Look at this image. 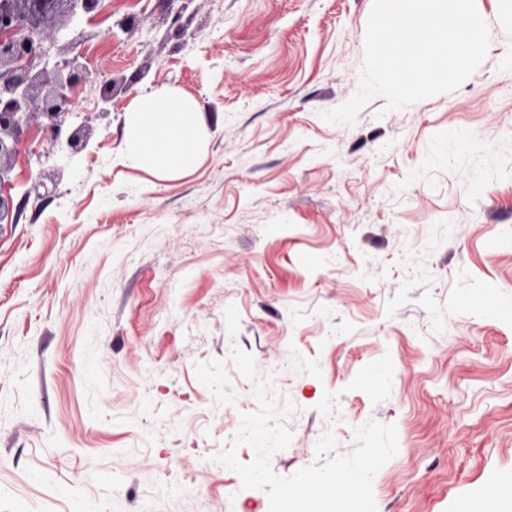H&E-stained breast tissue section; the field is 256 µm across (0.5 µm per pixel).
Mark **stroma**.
Returning a JSON list of instances; mask_svg holds the SVG:
<instances>
[{"instance_id": "35a3bbf8", "label": "stroma", "mask_w": 512, "mask_h": 512, "mask_svg": "<svg viewBox=\"0 0 512 512\" xmlns=\"http://www.w3.org/2000/svg\"><path fill=\"white\" fill-rule=\"evenodd\" d=\"M475 3L490 46L458 89L349 125L320 114L358 88L373 0H100L45 25L89 71L64 124L85 146L31 125L0 185V512H269L216 461L257 408L235 346L294 405L275 475L375 420L398 440L377 512L512 486V0ZM160 92L202 112L177 174L131 156Z\"/></svg>"}]
</instances>
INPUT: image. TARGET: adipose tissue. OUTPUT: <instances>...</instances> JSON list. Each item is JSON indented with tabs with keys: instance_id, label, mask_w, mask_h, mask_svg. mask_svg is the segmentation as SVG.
Returning a JSON list of instances; mask_svg holds the SVG:
<instances>
[{
	"instance_id": "obj_1",
	"label": "adipose tissue",
	"mask_w": 512,
	"mask_h": 512,
	"mask_svg": "<svg viewBox=\"0 0 512 512\" xmlns=\"http://www.w3.org/2000/svg\"><path fill=\"white\" fill-rule=\"evenodd\" d=\"M192 112L184 99L175 96L146 97L136 117V157L172 171L188 169L198 137V122Z\"/></svg>"
}]
</instances>
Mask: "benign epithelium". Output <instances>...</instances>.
<instances>
[{"label": "benign epithelium", "mask_w": 512, "mask_h": 512, "mask_svg": "<svg viewBox=\"0 0 512 512\" xmlns=\"http://www.w3.org/2000/svg\"><path fill=\"white\" fill-rule=\"evenodd\" d=\"M99 0H66L64 9L51 7L49 0H25L20 7L14 0H0V33H22L15 43L0 48V184L8 181L11 159L29 124L39 122L50 131L54 141L61 140L63 118L72 111L73 94L82 84L88 70L78 58H65L56 63L54 82L47 94L39 97L31 88L43 81V71L35 64L46 56L41 30L48 19H57L64 27L82 14L96 10Z\"/></svg>", "instance_id": "1"}]
</instances>
